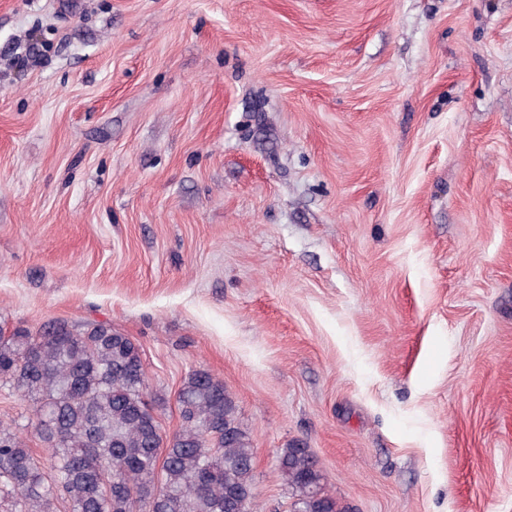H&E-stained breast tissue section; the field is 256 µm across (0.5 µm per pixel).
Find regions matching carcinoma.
<instances>
[{
  "label": "carcinoma",
  "mask_w": 512,
  "mask_h": 512,
  "mask_svg": "<svg viewBox=\"0 0 512 512\" xmlns=\"http://www.w3.org/2000/svg\"><path fill=\"white\" fill-rule=\"evenodd\" d=\"M33 404L45 461L0 426V512H255L253 448L234 398L192 371L178 395L180 426L162 432L144 401L140 346L105 324H54L0 335V388ZM165 445L164 456L156 448ZM120 483L104 490L102 464ZM277 471L294 512H350L328 493L307 448Z\"/></svg>",
  "instance_id": "cac0c4a2"
}]
</instances>
